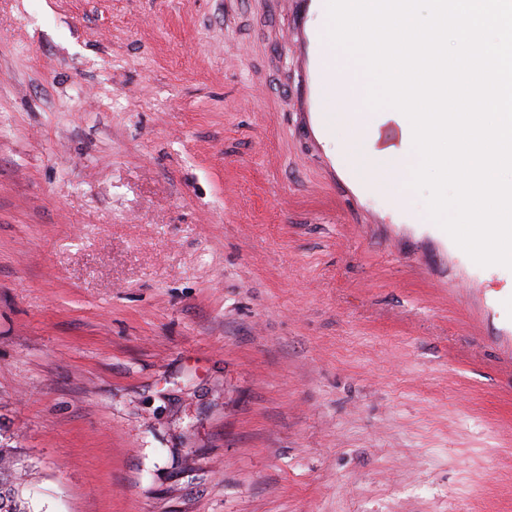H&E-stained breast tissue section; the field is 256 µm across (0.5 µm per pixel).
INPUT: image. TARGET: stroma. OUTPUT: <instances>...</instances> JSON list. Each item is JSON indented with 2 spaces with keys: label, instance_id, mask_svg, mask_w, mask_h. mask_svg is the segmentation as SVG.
<instances>
[{
  "label": "stroma",
  "instance_id": "obj_1",
  "mask_svg": "<svg viewBox=\"0 0 512 512\" xmlns=\"http://www.w3.org/2000/svg\"><path fill=\"white\" fill-rule=\"evenodd\" d=\"M309 0H0V443L33 512H512V270L298 111Z\"/></svg>",
  "mask_w": 512,
  "mask_h": 512
}]
</instances>
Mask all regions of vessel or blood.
Listing matches in <instances>:
<instances>
[{
	"label": "vessel or blood",
	"instance_id": "1",
	"mask_svg": "<svg viewBox=\"0 0 512 512\" xmlns=\"http://www.w3.org/2000/svg\"><path fill=\"white\" fill-rule=\"evenodd\" d=\"M310 44L312 46V63L307 75V102L319 114L323 123L333 124L340 121L360 129L359 150L353 156L357 181L376 196L390 202L395 201L398 194L397 183L371 173L372 168L378 167L379 160L370 149L372 143L371 131L368 129L370 115L364 108V85L349 80L339 84L335 83L332 75L336 71V66L324 47L320 32H311ZM340 93L344 94L346 99V107L341 111L336 108V96Z\"/></svg>",
	"mask_w": 512,
	"mask_h": 512
}]
</instances>
